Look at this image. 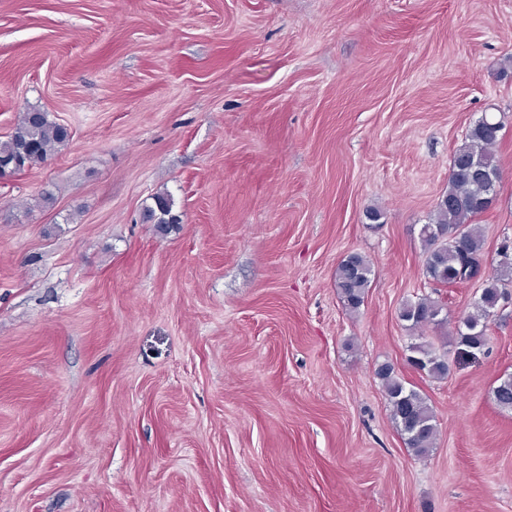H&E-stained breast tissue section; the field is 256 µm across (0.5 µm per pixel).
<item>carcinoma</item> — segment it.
Listing matches in <instances>:
<instances>
[{"label": "carcinoma", "mask_w": 512, "mask_h": 512, "mask_svg": "<svg viewBox=\"0 0 512 512\" xmlns=\"http://www.w3.org/2000/svg\"><path fill=\"white\" fill-rule=\"evenodd\" d=\"M501 130L502 121L486 116L469 128L465 140L454 150L448 191L437 201L432 222L423 226L424 273L439 287L449 288L470 279L476 274V269L468 268V263L473 259H484V236L474 220L491 206L497 193V183L461 175L455 166L461 159L469 157L498 169L493 148L500 139ZM69 140L68 128L51 120L48 113L40 110L25 112L7 139L0 141V177L47 162ZM172 209L171 197L159 193L154 196V205L145 210L143 220L160 226L176 224L178 218ZM497 256L494 273L486 280L475 310L462 317L456 328L458 344L472 351L486 346L488 320L505 296L506 288L512 285V254L504 248ZM371 275L370 261L357 253L349 254L338 266L336 288L349 311L356 312L363 304ZM441 310V300L420 298L407 303L400 317L411 323L413 328L430 325L441 328L446 323V319L440 317ZM409 350V362L429 376L436 379L448 377L445 354L437 351L432 343H413ZM377 376L383 383L392 420L406 446L417 456L428 454L436 440L437 424L425 397L407 386L389 364L381 365ZM493 397L498 407L512 410V376L502 379L494 387Z\"/></svg>", "instance_id": "1"}]
</instances>
